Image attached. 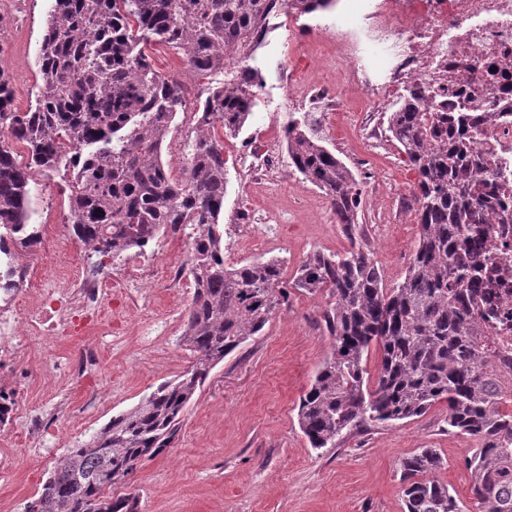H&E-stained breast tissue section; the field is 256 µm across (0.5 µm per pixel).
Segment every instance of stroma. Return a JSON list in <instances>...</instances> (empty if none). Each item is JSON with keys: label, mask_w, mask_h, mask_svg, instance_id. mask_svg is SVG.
Wrapping results in <instances>:
<instances>
[{"label": "stroma", "mask_w": 512, "mask_h": 512, "mask_svg": "<svg viewBox=\"0 0 512 512\" xmlns=\"http://www.w3.org/2000/svg\"><path fill=\"white\" fill-rule=\"evenodd\" d=\"M50 0H28L20 16L0 5L8 23L0 29V66L11 75L15 105L27 110L40 82L36 58ZM335 12L289 13L270 20L266 45L251 59L261 84L253 112L238 137L224 140L229 175L220 230L227 262L279 257L286 276L316 251L336 253L350 242L323 193L288 165L282 129L298 118L282 83L285 72L335 83L327 63V24ZM154 68L180 74L203 91L223 81L222 73L199 76L183 53L164 46L152 53ZM327 145L343 162L366 154L368 170L357 173L362 189L359 222L386 285L399 282L418 242L412 210L417 175L399 149L363 144L351 124L327 120ZM271 145L279 159L273 178L252 187L250 150ZM67 174L38 185L35 224H53L51 236L33 251L36 289L65 287L60 267L70 276L97 271L105 281L143 269L142 288L125 316L94 314L90 326L64 336H12L19 353L0 384L22 386L25 407L39 409L48 427L39 454L24 452L19 423L0 433L16 448L14 464L0 470V512H24L67 449L99 432L113 415L129 411L161 382L185 371L192 357L180 342L193 298L191 281L173 288L166 264H184L181 240L161 237L136 261L88 257L67 226ZM257 213L253 242H240L236 226L241 207ZM326 305L321 295L291 292L262 336L243 344L214 367L186 408L173 448L144 461L128 481L139 493V512H404L398 465L418 448H433L443 460L440 480L468 498L465 460L475 439L445 429L448 415L439 403L426 414L349 436L338 447L314 451L300 432L297 407L311 380L333 350V340L316 325ZM96 346L98 360L84 376H65L67 364L84 345Z\"/></svg>", "instance_id": "1"}]
</instances>
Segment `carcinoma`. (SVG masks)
Returning a JSON list of instances; mask_svg holds the SVG:
<instances>
[{"mask_svg":"<svg viewBox=\"0 0 512 512\" xmlns=\"http://www.w3.org/2000/svg\"><path fill=\"white\" fill-rule=\"evenodd\" d=\"M274 0H52L37 67L41 85L24 112L0 67V229L23 250L39 243L30 223L31 182L70 169L68 224L88 256L118 258L161 236L184 241L194 292L181 342L191 365L160 383L137 407L112 417L74 448L25 512H137L138 497L115 496L145 458L173 446L181 414L209 372L262 335L288 306V289L328 296L319 325L333 352L299 399L298 425L311 448H335L367 426L448 407V430L477 440L465 461L472 511L435 476L441 460L419 448L399 463L404 512H512V377L492 364L477 337L484 314L469 225L509 223L506 203L484 188L468 118L424 112L414 95L387 115V128L417 174L413 204L419 239L403 279L392 288L356 235L359 182L302 125L284 128L289 167L327 197L350 239L343 253L315 252L293 278L283 260L224 259L218 220L229 159L224 135L252 113L255 76L243 66ZM299 14L329 11L336 0H284ZM184 51L198 74L225 72L194 112L180 175L162 149L185 111L182 79L155 70L149 45ZM24 154H17L12 143ZM379 353L368 386L370 350Z\"/></svg>","mask_w":512,"mask_h":512,"instance_id":"obj_1","label":"carcinoma"}]
</instances>
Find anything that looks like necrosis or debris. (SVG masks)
Returning <instances> with one entry per match:
<instances>
[{
	"instance_id": "obj_1",
	"label": "necrosis or debris",
	"mask_w": 512,
	"mask_h": 512,
	"mask_svg": "<svg viewBox=\"0 0 512 512\" xmlns=\"http://www.w3.org/2000/svg\"><path fill=\"white\" fill-rule=\"evenodd\" d=\"M404 28L392 36L394 23ZM338 73L333 92L322 83L293 80L289 101L303 110L316 136H323L326 113L346 108L354 98L365 106L354 120L361 138L387 140L383 112L391 102L420 91L424 107L459 112L476 119L470 133L485 162L486 180L512 206V0H344L330 56ZM472 258L477 288L490 294L493 317L484 328L495 362L512 371V223L476 224ZM28 265L22 258L0 261V320L23 325L27 335L55 334L68 322L105 305V290L131 298V281L105 285L82 277L72 288H56L51 301L17 292Z\"/></svg>"
}]
</instances>
